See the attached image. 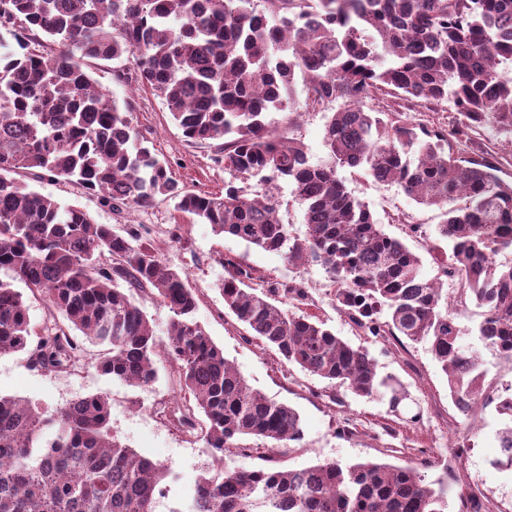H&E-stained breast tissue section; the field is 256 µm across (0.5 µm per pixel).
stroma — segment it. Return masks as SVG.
<instances>
[{
  "label": "stroma",
  "instance_id": "stroma-1",
  "mask_svg": "<svg viewBox=\"0 0 512 512\" xmlns=\"http://www.w3.org/2000/svg\"><path fill=\"white\" fill-rule=\"evenodd\" d=\"M89 71L117 100L132 105V124L151 150L165 161L184 190L195 193H220L226 174L213 163L208 145L187 142L173 123L162 99L135 79L133 58L92 61ZM335 104L306 108L294 127L308 152L311 163L328 160L323 137L325 124ZM348 191L364 202L384 231L403 239L421 259L422 274L439 277V264L431 247L437 242L436 227L444 216L438 208L417 204L399 186L377 183L361 171L338 169ZM34 189L52 195L60 202L78 206L98 223L116 228L141 224L174 267L183 271L190 286L199 293L197 320L214 342L224 350L248 383L267 398L296 409L304 429L302 446H281L273 453L278 466L300 469L324 461L353 464L381 461L395 466L410 461H426L427 480L444 479L448 484L450 512H458L461 494L480 489L481 501L490 512H512V471H496L491 463L499 455L496 432L502 422L494 406L483 409L476 425L460 418L448 396V381L424 346L375 343L369 350L379 369L397 375L423 409L422 420L404 423L390 413L387 402L366 401L343 387L306 374L288 363L271 348L248 336L243 326L228 314L217 285L225 275L222 258H230L250 269L254 276L271 281L296 282L307 292L304 312L318 316L337 336L354 345L364 343L356 327L337 311L325 269L319 265L295 268L276 253L267 252L234 237L215 235L210 225L178 212L174 201L156 200L142 208L114 212L101 205L98 196L87 193L79 184L26 176ZM182 225L184 241L172 243L169 231ZM419 224L423 235H409L407 227ZM83 367L74 373L49 375L32 368L26 353L0 356V393L13 395L44 410L79 397L100 393L111 405L112 432L121 444L141 456L170 467L172 477L164 482L155 512L181 508L187 512L196 480L211 466L208 449L202 442H190L159 410L181 397L179 378L165 358L157 360V376L146 388L133 387L102 375L95 366L101 345L84 341ZM349 422L351 431L338 433L339 423ZM472 446L456 463H449L448 450L460 437Z\"/></svg>",
  "mask_w": 512,
  "mask_h": 512
}]
</instances>
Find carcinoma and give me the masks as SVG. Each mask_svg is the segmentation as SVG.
Masks as SVG:
<instances>
[{
	"label": "carcinoma",
	"instance_id": "obj_1",
	"mask_svg": "<svg viewBox=\"0 0 512 512\" xmlns=\"http://www.w3.org/2000/svg\"><path fill=\"white\" fill-rule=\"evenodd\" d=\"M0 0V29L22 53L0 56V356L23 351L48 373L75 371L83 347L73 332L106 346L97 370L135 387L157 375L163 354L188 398L178 424L212 457L256 438L277 448L300 443L292 407L267 399L224 357L196 319L199 296L141 227L121 231L85 210L30 189L20 171L80 184L104 206L142 207L156 198L232 236L280 254L288 264H319L336 309L366 339L422 344L448 378L458 414L494 405L508 420L492 467L512 470V389L487 381L477 345L512 362V182L504 157L475 135H512V0ZM50 48L39 50L43 38ZM36 48H31V45ZM131 56L137 80L160 97L183 136L213 148L224 193L179 188L167 164L87 70V61ZM337 102L324 143L329 163H310L291 131L267 114L297 104ZM389 95L386 111L364 101ZM452 100V130L409 118L413 103ZM361 170L398 185L445 216L449 244L442 276L421 275V259L387 235L347 191L337 169ZM282 180L305 206V232L279 218L269 184ZM262 185L264 189L257 190ZM224 308L282 358L355 396L386 400L406 423L423 411L400 380L381 374L369 349L352 345L308 313L297 283L249 285L252 273L219 258ZM44 301L30 321L12 281ZM167 307L157 337L134 298ZM484 308L472 343L457 310ZM106 396L78 398L51 412L0 394V512H155L170 468L138 455L111 432ZM191 512H448V486L426 482L413 463L325 461L302 469L229 466L198 478Z\"/></svg>",
	"mask_w": 512,
	"mask_h": 512
}]
</instances>
